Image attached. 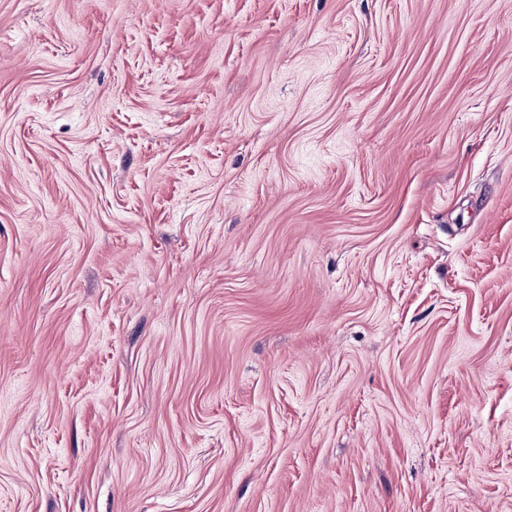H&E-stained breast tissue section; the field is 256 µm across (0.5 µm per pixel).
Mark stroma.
<instances>
[{
    "label": "stroma",
    "instance_id": "1",
    "mask_svg": "<svg viewBox=\"0 0 512 512\" xmlns=\"http://www.w3.org/2000/svg\"><path fill=\"white\" fill-rule=\"evenodd\" d=\"M0 512H512V0H0Z\"/></svg>",
    "mask_w": 512,
    "mask_h": 512
}]
</instances>
